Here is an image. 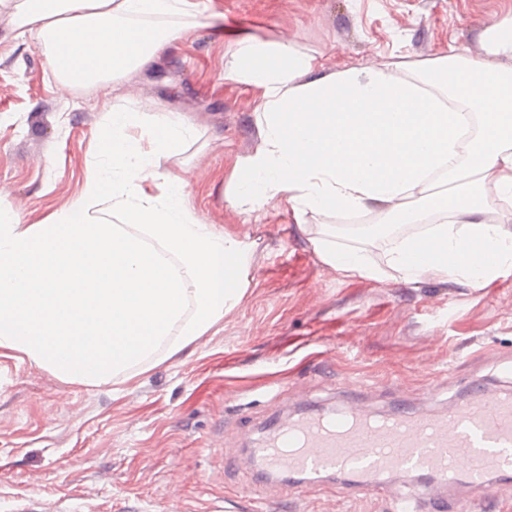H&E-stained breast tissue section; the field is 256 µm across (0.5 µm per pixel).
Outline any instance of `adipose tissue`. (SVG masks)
<instances>
[{"mask_svg": "<svg viewBox=\"0 0 512 512\" xmlns=\"http://www.w3.org/2000/svg\"><path fill=\"white\" fill-rule=\"evenodd\" d=\"M16 23L67 83L108 86L148 64L170 38L149 18L187 17L196 0H17ZM90 30L93 41L79 40ZM483 54L327 71L285 41L240 39L227 73L260 91L263 144L240 165L235 196L286 197L311 212L383 205L390 223L432 224L435 248L393 240L385 266L363 250L314 242L349 277L481 283L512 268V18L488 28ZM496 221H486V213Z\"/></svg>", "mask_w": 512, "mask_h": 512, "instance_id": "1", "label": "adipose tissue"}]
</instances>
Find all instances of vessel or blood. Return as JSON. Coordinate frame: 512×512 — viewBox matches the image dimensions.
Here are the masks:
<instances>
[{
	"label": "vessel or blood",
	"mask_w": 512,
	"mask_h": 512,
	"mask_svg": "<svg viewBox=\"0 0 512 512\" xmlns=\"http://www.w3.org/2000/svg\"><path fill=\"white\" fill-rule=\"evenodd\" d=\"M356 393L347 383L350 404L301 411L248 449L268 491L299 499L336 483L380 497L404 473L420 493L399 498L402 512H475L492 487L512 483L511 389L477 387L439 412L403 405L383 414L355 403Z\"/></svg>",
	"instance_id": "vessel-or-blood-1"
}]
</instances>
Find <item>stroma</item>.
Listing matches in <instances>:
<instances>
[{
    "label": "stroma",
    "instance_id": "stroma-1",
    "mask_svg": "<svg viewBox=\"0 0 512 512\" xmlns=\"http://www.w3.org/2000/svg\"><path fill=\"white\" fill-rule=\"evenodd\" d=\"M208 24L170 38L149 64L107 88L61 90L44 50L20 35L0 0V182L20 223L65 210L96 168L98 134L113 106L143 119L179 113L192 134L155 159L184 179L200 223L251 247L238 304L203 336L127 380L87 387L0 351V512L32 497L100 512H395L322 488L301 501L270 495L252 470L225 468L263 431L300 408L343 406V382L363 384L375 411L400 402L441 410L472 382L512 383V272L482 284L448 277L416 284L349 278L322 263L313 241L347 214L288 203L230 202L232 175L260 148V92L226 76L239 38L288 41L329 69L418 61L449 50L478 56L483 32L512 0H200Z\"/></svg>",
    "mask_w": 512,
    "mask_h": 512
}]
</instances>
